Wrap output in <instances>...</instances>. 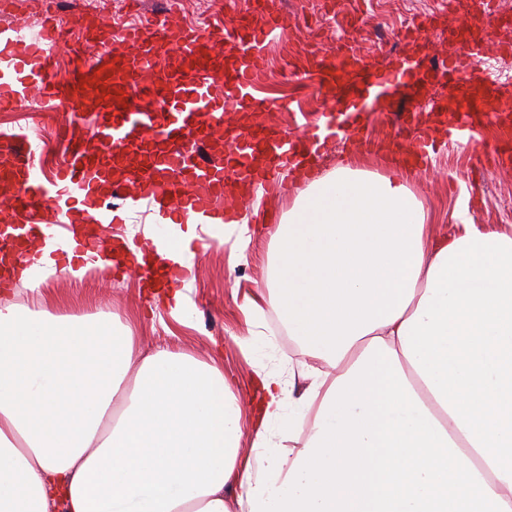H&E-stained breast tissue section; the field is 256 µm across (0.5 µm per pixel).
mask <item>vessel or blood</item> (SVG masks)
<instances>
[{
  "label": "vessel or blood",
  "instance_id": "vessel-or-blood-1",
  "mask_svg": "<svg viewBox=\"0 0 512 512\" xmlns=\"http://www.w3.org/2000/svg\"><path fill=\"white\" fill-rule=\"evenodd\" d=\"M488 6V0H476L469 20H450L466 59L451 71L430 63L435 27L429 17L406 29L415 52L393 58L391 71L379 76L351 47L314 51L307 71L344 104L346 139L363 144V124L379 103L392 108L421 96L438 77L448 80L456 101L449 139L475 125H501L511 118L512 85L492 76L481 42L468 37L474 24L490 25ZM260 14L259 22L231 26L217 17L206 31L168 28L154 15L118 41L90 37L82 17L63 25L51 12L29 41L20 40L14 27H1V112L21 103L48 109L67 102L72 125H80L88 112L96 113L99 123L91 138L77 137L51 181L40 177L30 146H7L8 168L0 178L14 181L16 190L0 201V256L41 239L50 244L58 267L97 270L104 258L96 249L103 225L125 223L135 207L153 224L166 223L175 213L206 224L217 212L225 223H235L238 210L224 199L236 185H278L299 156L334 136L327 126L296 139L265 123L272 104L255 87L282 20L268 7ZM68 40L82 51L70 84L61 86L51 77L52 55ZM230 103L252 115V123L226 125L224 108ZM396 119L412 133L410 156L421 164L443 134L420 124L410 111ZM142 270L146 279L169 286L183 279L182 268L167 261Z\"/></svg>",
  "mask_w": 512,
  "mask_h": 512
}]
</instances>
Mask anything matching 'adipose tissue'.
<instances>
[{"mask_svg": "<svg viewBox=\"0 0 512 512\" xmlns=\"http://www.w3.org/2000/svg\"><path fill=\"white\" fill-rule=\"evenodd\" d=\"M409 180L340 165L279 217L242 311L328 370L257 372L246 458L215 361L1 308L0 512H512V229L434 235Z\"/></svg>", "mask_w": 512, "mask_h": 512, "instance_id": "ef3b65f1", "label": "adipose tissue"}]
</instances>
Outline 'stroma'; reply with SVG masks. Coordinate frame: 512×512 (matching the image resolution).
Wrapping results in <instances>:
<instances>
[{"label":"stroma","mask_w":512,"mask_h":512,"mask_svg":"<svg viewBox=\"0 0 512 512\" xmlns=\"http://www.w3.org/2000/svg\"><path fill=\"white\" fill-rule=\"evenodd\" d=\"M280 14L289 23L299 24L305 34L313 37L331 35L336 24L326 14L323 0H276ZM347 16L360 19L363 37L358 42L360 53L375 69H386L391 59L408 54L410 47L402 34L409 15L405 0H346ZM304 52L281 41L271 52L270 74L261 89L262 97L275 103H291L300 122L314 125L328 110V92L312 79L298 84L290 79L292 67L303 65ZM37 131L45 143L38 158L44 176H52L69 152L72 127L58 112L44 113L26 104L12 112H0V131ZM496 132L485 127L473 145L448 143L429 161L412 172L411 188L435 214L436 234H452V215L468 209L470 200H477L475 209H468L473 223L490 229L512 226V210L503 209L502 198L512 196V163L487 162ZM348 162L351 166L372 167L382 163L379 155L355 150L343 139H333L318 158V175H326ZM269 227H249L251 242L244 261H236L234 242L238 231L229 226H207V235L216 238V246L207 254L195 256L194 277L186 283L188 298L185 311L177 316L166 309L146 308L147 290L136 276H119L103 282L95 276L83 280L50 278L39 291L30 292L23 283L0 295V301L13 308L38 314L48 312L97 318L114 315L131 325L139 338L143 355L160 350L184 352L208 359L220 353L225 376L232 380L243 416L252 410V379L258 367L296 370L323 369L321 360L308 355L291 336L279 331L273 318L248 321L239 306L246 296L264 287L270 260ZM252 336L253 350L243 353L237 340Z\"/></svg>","instance_id":"obj_1"}]
</instances>
